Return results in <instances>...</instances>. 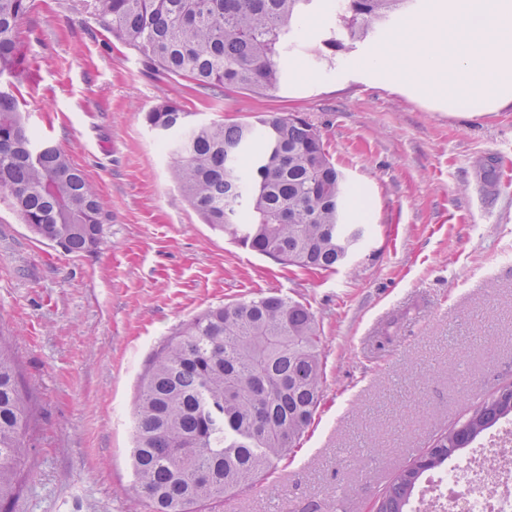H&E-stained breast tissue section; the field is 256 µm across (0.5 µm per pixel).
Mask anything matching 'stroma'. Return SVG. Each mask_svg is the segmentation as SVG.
I'll use <instances>...</instances> for the list:
<instances>
[{"label": "stroma", "instance_id": "obj_1", "mask_svg": "<svg viewBox=\"0 0 512 512\" xmlns=\"http://www.w3.org/2000/svg\"><path fill=\"white\" fill-rule=\"evenodd\" d=\"M394 16L351 54L311 53L338 25L326 0L300 24L279 89L200 87L146 66L86 0H31L16 97L70 154L112 215L97 252L63 253L0 204V333L39 410L12 512H147L129 486L141 373L204 310L275 292L309 305L322 336L320 406L262 485L202 512H367L398 464L512 382V107L466 117L428 84L390 89L367 60ZM175 101L196 122L305 118L368 201L362 250L335 271L287 266L211 229L181 196L143 115Z\"/></svg>", "mask_w": 512, "mask_h": 512}]
</instances>
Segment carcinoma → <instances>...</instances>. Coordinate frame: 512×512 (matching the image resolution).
Masks as SVG:
<instances>
[{
    "label": "carcinoma",
    "mask_w": 512,
    "mask_h": 512,
    "mask_svg": "<svg viewBox=\"0 0 512 512\" xmlns=\"http://www.w3.org/2000/svg\"><path fill=\"white\" fill-rule=\"evenodd\" d=\"M314 0H90L91 14L150 67L203 86L267 91L285 77L290 38ZM408 0H335L341 31L324 44L351 53ZM30 0H0V79L21 77L18 26ZM180 137L171 177L205 223L285 265H347L366 227L346 219L351 196L320 132L305 119L269 113L254 123H197L175 102L144 117ZM0 202L68 254L94 253L112 223L100 195L61 148L26 126L0 89ZM322 338L307 305L271 293L210 308L153 354L133 409L130 450L137 498L150 512H199L204 502L266 479L296 447L320 404ZM8 340L0 336V512L27 474L23 438L36 409ZM512 416V383L463 422L399 464L376 512H406L423 473L441 468Z\"/></svg>",
    "instance_id": "1"
}]
</instances>
